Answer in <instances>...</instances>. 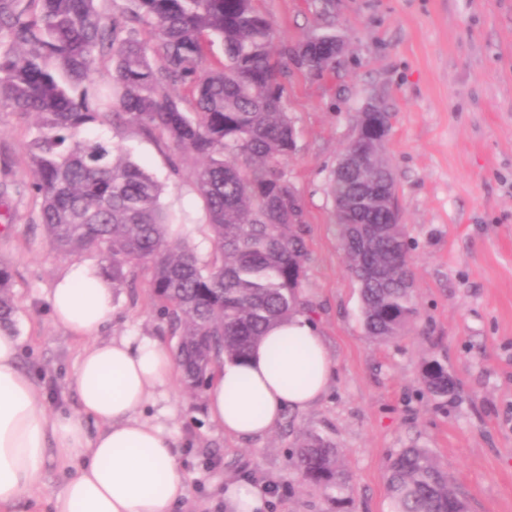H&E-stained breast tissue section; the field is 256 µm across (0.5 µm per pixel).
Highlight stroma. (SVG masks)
<instances>
[{
  "label": "stroma",
  "instance_id": "1",
  "mask_svg": "<svg viewBox=\"0 0 512 512\" xmlns=\"http://www.w3.org/2000/svg\"><path fill=\"white\" fill-rule=\"evenodd\" d=\"M296 44L330 32L343 42L336 66L314 77L289 66L282 79L298 130L287 178L306 212L309 259L303 296L337 361L324 398L286 412L265 437L224 435L204 397L180 382L149 410L170 433L186 476L189 512H224L228 480L268 484V512H327L322 489L301 481L296 444L315 433L336 444L352 490L343 512H390L384 475L400 449H429L447 467L470 512H512V0H258ZM392 114L385 160L410 245L419 316L388 343L366 335L358 283L350 276L328 183L366 104ZM29 117L0 109V260L13 272L15 334L22 366L38 372L48 411L76 410L70 386L81 341L50 314L49 288L73 264L38 222L28 191ZM91 137L119 143L165 182L173 211L189 214L181 236L200 258L211 243L202 203L169 176L171 144L106 123ZM137 298L117 289L109 335H165L141 273ZM436 358L458 384L439 402L423 388Z\"/></svg>",
  "mask_w": 512,
  "mask_h": 512
}]
</instances>
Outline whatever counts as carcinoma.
I'll return each instance as SVG.
<instances>
[{
    "label": "carcinoma",
    "mask_w": 512,
    "mask_h": 512,
    "mask_svg": "<svg viewBox=\"0 0 512 512\" xmlns=\"http://www.w3.org/2000/svg\"><path fill=\"white\" fill-rule=\"evenodd\" d=\"M100 2L0 0V107L34 118L28 176L53 246L71 256L96 252L112 288L133 300L139 273L149 270L151 298L177 338L183 387L199 392L216 365L244 357L271 325L308 309L306 214L284 171L297 129L281 78L290 62L315 75L332 69L335 35L278 50L281 36L255 0H125L112 12ZM108 64L102 84L97 74ZM110 119L196 159L186 175L171 160L170 173L187 177L203 203L207 259L172 242L178 220L162 184L121 146L84 136ZM375 138L372 127L349 143L330 192L365 332L387 342L405 334L417 307L403 225L393 223V172L382 158L362 168ZM374 186L383 188L378 202L356 207ZM12 279L0 262V331L8 333L16 325ZM423 383L438 400L456 391L437 359L426 363ZM295 458L303 481L344 501L351 478L332 441L310 434ZM385 485L391 512H458L465 501L447 469L417 446L391 456Z\"/></svg>",
    "instance_id": "obj_1"
}]
</instances>
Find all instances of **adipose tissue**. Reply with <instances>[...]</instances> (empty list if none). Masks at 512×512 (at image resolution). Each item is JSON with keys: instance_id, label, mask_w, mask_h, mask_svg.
<instances>
[{"instance_id": "adipose-tissue-1", "label": "adipose tissue", "mask_w": 512, "mask_h": 512, "mask_svg": "<svg viewBox=\"0 0 512 512\" xmlns=\"http://www.w3.org/2000/svg\"><path fill=\"white\" fill-rule=\"evenodd\" d=\"M48 302L55 323L84 342L72 377L78 409L48 412L35 373L21 366L18 340L0 333V512H34L50 460L65 482L49 512H173L186 490L175 443L142 416L174 381L173 356L148 338L101 339L114 299L96 266L63 270ZM335 368L313 320L294 314L247 356L216 368L206 413L225 435L264 437L286 411L318 403ZM269 503L267 488L245 477L224 491V512H268Z\"/></svg>"}]
</instances>
